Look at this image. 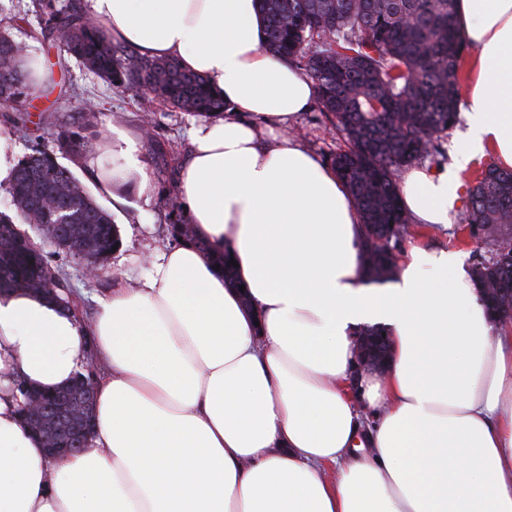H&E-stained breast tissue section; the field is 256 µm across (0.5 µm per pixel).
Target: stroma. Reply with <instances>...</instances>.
Returning a JSON list of instances; mask_svg holds the SVG:
<instances>
[{
	"label": "stroma",
	"mask_w": 512,
	"mask_h": 512,
	"mask_svg": "<svg viewBox=\"0 0 512 512\" xmlns=\"http://www.w3.org/2000/svg\"><path fill=\"white\" fill-rule=\"evenodd\" d=\"M84 4L85 0H0V34L37 53L47 72L39 86L28 81L19 86L10 104L0 107V123L13 127L21 157L44 152L71 169L77 166V156L63 147V136L83 139L94 147L104 145L115 127L140 136V155L155 191L151 203L133 196L117 207L110 198L97 195L121 240L100 276L87 278L80 259L52 243L43 245L51 268L69 285L75 315L88 326L97 297L119 279L134 281L144 276L150 255L175 245L170 227L179 223L183 211L169 204L172 182L180 177L190 153L189 130L200 117L155 99L144 89L107 82L61 51L49 36V18ZM291 133L326 163L349 147L333 116L317 102L302 113Z\"/></svg>",
	"instance_id": "35a3bbf8"
}]
</instances>
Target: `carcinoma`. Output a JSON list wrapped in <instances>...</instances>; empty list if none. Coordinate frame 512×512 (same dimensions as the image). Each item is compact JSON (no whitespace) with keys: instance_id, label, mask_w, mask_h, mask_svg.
<instances>
[{"instance_id":"obj_1","label":"carcinoma","mask_w":512,"mask_h":512,"mask_svg":"<svg viewBox=\"0 0 512 512\" xmlns=\"http://www.w3.org/2000/svg\"><path fill=\"white\" fill-rule=\"evenodd\" d=\"M266 21L264 48L296 61L315 83L323 111L349 137V150L332 165L346 183L363 219L365 272L390 278L389 241L408 234L398 193L399 173L416 161L446 158L443 144L458 120L462 60L468 44L455 14V0H259ZM76 6L53 17L50 37L87 68L109 81L146 88L155 98L186 112L219 115L224 99L204 76L175 58L128 64L103 26L86 24ZM24 77L16 44L0 37V100L16 94ZM23 224H54L106 260L119 242L109 213L52 156L24 159L11 186ZM467 223L475 239L494 246L475 254L471 276L493 313L512 309V170L487 166L470 189ZM56 288L66 282L51 272L43 249L24 240L15 223L0 215V291Z\"/></svg>"}]
</instances>
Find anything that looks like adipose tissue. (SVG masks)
I'll return each mask as SVG.
<instances>
[{"instance_id":"ef3b65f1","label":"adipose tissue","mask_w":512,"mask_h":512,"mask_svg":"<svg viewBox=\"0 0 512 512\" xmlns=\"http://www.w3.org/2000/svg\"><path fill=\"white\" fill-rule=\"evenodd\" d=\"M149 57L206 76L224 113L195 124L179 196L196 237L138 287L100 299L92 331L45 294L0 295V512H512V330L495 327L460 253L412 245L369 288L360 214L290 133L314 82L264 51L258 0H86ZM476 53L452 168L405 169L403 207L451 223L485 151L512 168V0H456ZM80 162L115 202H151L136 141L113 130ZM229 253L248 301L224 283ZM391 367L348 387L359 328ZM96 338L88 350L86 334ZM91 451L45 459L15 377L54 390L89 359Z\"/></svg>"}]
</instances>
